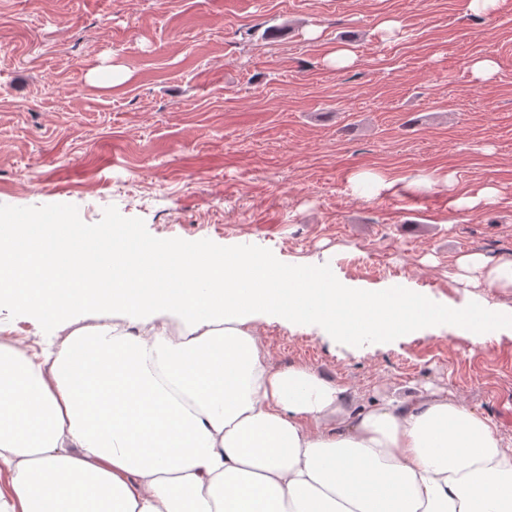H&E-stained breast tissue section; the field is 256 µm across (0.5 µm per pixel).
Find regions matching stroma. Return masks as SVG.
I'll list each match as a JSON object with an SVG mask.
<instances>
[{
	"mask_svg": "<svg viewBox=\"0 0 512 512\" xmlns=\"http://www.w3.org/2000/svg\"><path fill=\"white\" fill-rule=\"evenodd\" d=\"M468 3L0 0V216L50 209L440 308H512V287L468 286L458 264L512 260V0L478 15ZM342 42L358 59L338 70L326 58ZM481 57L496 63L485 80L470 68ZM355 171L396 189L354 195ZM436 172L454 192L425 186ZM486 185L494 204L454 205ZM120 320L80 312L66 328L4 304L0 340L33 352ZM253 325L272 365L332 379L356 405L445 397L512 442L511 329Z\"/></svg>",
	"mask_w": 512,
	"mask_h": 512,
	"instance_id": "stroma-1",
	"label": "stroma"
}]
</instances>
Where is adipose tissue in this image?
Here are the masks:
<instances>
[{
  "mask_svg": "<svg viewBox=\"0 0 512 512\" xmlns=\"http://www.w3.org/2000/svg\"><path fill=\"white\" fill-rule=\"evenodd\" d=\"M0 300L55 325L129 321L40 355L0 342V512H512V447L488 418L441 397L348 409L333 380L273 367L252 326L262 312L340 335L444 321L486 336L512 308L439 309L61 215L0 229Z\"/></svg>",
  "mask_w": 512,
  "mask_h": 512,
  "instance_id": "adipose-tissue-1",
  "label": "adipose tissue"
}]
</instances>
